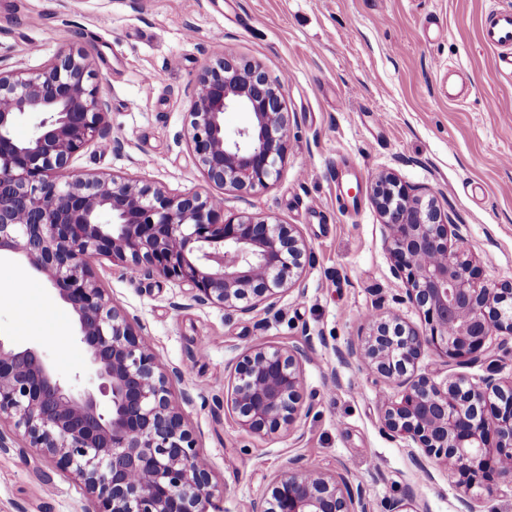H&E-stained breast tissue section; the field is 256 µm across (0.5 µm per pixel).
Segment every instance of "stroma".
Here are the masks:
<instances>
[{"mask_svg": "<svg viewBox=\"0 0 512 512\" xmlns=\"http://www.w3.org/2000/svg\"><path fill=\"white\" fill-rule=\"evenodd\" d=\"M512 0H0V66L37 69L59 52L95 59L121 151L90 148L82 173L211 193L184 137L188 92L212 53L225 51L285 78L288 154L277 182L224 191L229 213L298 225L313 261L295 290L249 315L199 305L163 278L104 259L98 279L142 329L161 368L179 370L172 395L211 479L224 495L210 512H255L289 463L346 475L370 512L410 495L421 512H512V489L462 497L446 467L382 427L385 382L346 361L368 316L423 326L394 278L386 229L366 189L392 172L436 192L459 224L486 283L512 280V75L480 39L490 8ZM470 80L448 98L449 70ZM385 123H376V114ZM15 286L0 304V336L41 348L60 377L81 373L74 317L45 278L3 259ZM302 347L306 406L294 432L259 437L224 409L231 368L245 346ZM190 401H183V394ZM83 485L24 441L0 448V512H92Z\"/></svg>", "mask_w": 512, "mask_h": 512, "instance_id": "obj_1", "label": "stroma"}]
</instances>
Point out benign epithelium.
<instances>
[{"label": "benign epithelium", "instance_id": "benign-epithelium-1", "mask_svg": "<svg viewBox=\"0 0 512 512\" xmlns=\"http://www.w3.org/2000/svg\"><path fill=\"white\" fill-rule=\"evenodd\" d=\"M249 124L232 132L224 113ZM31 121L20 141L12 127ZM283 81L259 65L214 54L189 95L185 137L210 185L251 190L279 179L288 148ZM108 101L85 50L43 67L0 71V256L25 260L74 313L87 369L60 378L41 351L0 337V448L22 436L97 502L95 512H209L222 494L172 403L169 377L126 311L101 287L95 263L188 286L191 299L241 314L274 306L311 260L294 224L224 214L223 194L76 172L73 157L109 140ZM369 199L386 227L392 271L422 328L375 315L348 349L400 388L380 396L384 427L446 465L469 491L512 488V379L414 375L424 353L468 367L497 334L512 335V281L480 284V269L454 247L460 227L433 195L381 174ZM302 353L253 343L238 356L227 405L254 434L290 430L301 410ZM268 509L368 512L363 488L342 474L291 465Z\"/></svg>", "mask_w": 512, "mask_h": 512}]
</instances>
